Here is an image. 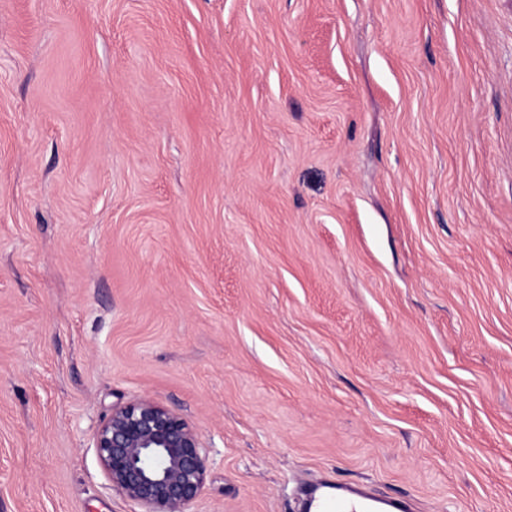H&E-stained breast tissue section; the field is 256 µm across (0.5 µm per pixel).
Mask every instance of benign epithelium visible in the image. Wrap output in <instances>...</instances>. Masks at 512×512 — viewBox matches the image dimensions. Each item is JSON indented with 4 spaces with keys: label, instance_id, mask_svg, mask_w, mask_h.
Here are the masks:
<instances>
[{
    "label": "benign epithelium",
    "instance_id": "1",
    "mask_svg": "<svg viewBox=\"0 0 512 512\" xmlns=\"http://www.w3.org/2000/svg\"><path fill=\"white\" fill-rule=\"evenodd\" d=\"M93 443L112 489L142 512H187L204 486L199 435L186 418L154 401L112 408Z\"/></svg>",
    "mask_w": 512,
    "mask_h": 512
}]
</instances>
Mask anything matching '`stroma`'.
I'll use <instances>...</instances> for the list:
<instances>
[{
    "label": "stroma",
    "mask_w": 512,
    "mask_h": 512,
    "mask_svg": "<svg viewBox=\"0 0 512 512\" xmlns=\"http://www.w3.org/2000/svg\"><path fill=\"white\" fill-rule=\"evenodd\" d=\"M138 399L188 512H512V0H0V512ZM310 512H408L402 500H378L362 491L324 484L309 495Z\"/></svg>",
    "instance_id": "1"
}]
</instances>
